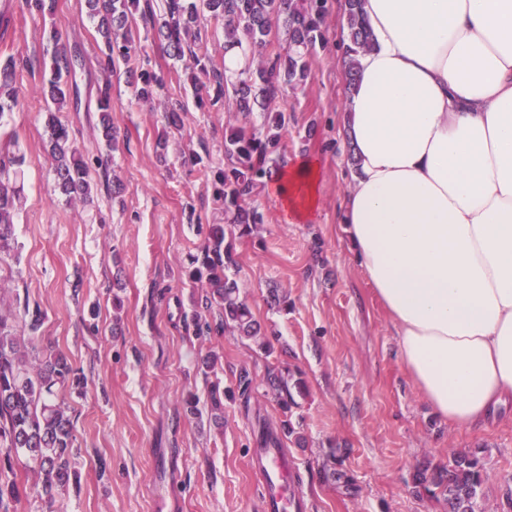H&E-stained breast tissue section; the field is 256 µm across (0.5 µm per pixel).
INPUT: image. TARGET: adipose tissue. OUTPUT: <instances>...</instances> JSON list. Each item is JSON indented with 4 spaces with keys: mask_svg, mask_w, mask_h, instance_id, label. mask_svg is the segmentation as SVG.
I'll list each match as a JSON object with an SVG mask.
<instances>
[{
    "mask_svg": "<svg viewBox=\"0 0 512 512\" xmlns=\"http://www.w3.org/2000/svg\"><path fill=\"white\" fill-rule=\"evenodd\" d=\"M375 46L341 117V222L416 388L452 426L512 404V0H363ZM300 157L268 183L317 205Z\"/></svg>",
    "mask_w": 512,
    "mask_h": 512,
    "instance_id": "obj_1",
    "label": "adipose tissue"
}]
</instances>
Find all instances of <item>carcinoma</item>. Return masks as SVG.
<instances>
[{"label":"carcinoma","mask_w":512,"mask_h":512,"mask_svg":"<svg viewBox=\"0 0 512 512\" xmlns=\"http://www.w3.org/2000/svg\"><path fill=\"white\" fill-rule=\"evenodd\" d=\"M327 0H164L162 22L155 20L151 0H85L88 14L97 20L102 38L101 70L115 73L137 55L133 27L137 20L157 25L169 57L180 60L193 55V88H202L206 97L198 105L231 102L233 111L245 116L255 109L265 112L260 130L248 121L231 124L224 135V154L228 164L216 172L212 182L214 201L224 210V223L208 224L196 253L189 256L185 276L191 287L206 289V301L220 312L218 328H230L238 335L253 338L259 329L238 282L225 273V227L248 234L264 216L251 204L256 190L265 185L272 164L279 158L288 132V116L274 110L282 90L296 89L310 77L307 58L325 40L323 24ZM30 11L54 17L58 0H27ZM224 21V49L239 48L249 57L248 65L236 80L229 82L206 56L193 54L190 38H198L202 15ZM286 35L285 45L274 48L270 36L275 31ZM53 43L50 76L43 88L49 107L46 147L55 161V185L67 200L90 199L93 159L74 146L66 126L57 113L78 110L81 96L76 67L81 54L59 44L56 27L46 31ZM347 90L354 88L359 57L374 46L373 35L361 10V0H346L342 34ZM17 63L9 57L0 63V120L18 103ZM137 96L144 101L158 97L166 81L155 72L143 69L136 82ZM112 84L98 85L96 108L100 132L109 150L116 149V130L112 125ZM20 190L0 179V255L15 249L13 224ZM83 377L61 353L39 356L28 350L16 336L12 318L0 313V463L13 470L12 454H23L38 466L40 495L49 506L69 485L75 442L74 423L58 390L79 387ZM269 386L279 394L281 406L291 410L294 399L288 383L276 374ZM208 411L216 424L224 423V391L212 385ZM487 473L478 451L458 452L448 464L425 463L416 469L417 494L435 499L445 512H477L478 499Z\"/></svg>","instance_id":"cac0c4a2"}]
</instances>
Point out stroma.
I'll return each instance as SVG.
<instances>
[{
	"label": "stroma",
	"instance_id": "1",
	"mask_svg": "<svg viewBox=\"0 0 512 512\" xmlns=\"http://www.w3.org/2000/svg\"><path fill=\"white\" fill-rule=\"evenodd\" d=\"M11 36L0 60L15 57L20 103L0 121L23 157L10 169L23 191L17 204L18 249L0 258V300L15 313L40 309V353L63 352L83 368L82 394L60 399L75 423L78 484L59 500L65 512H260V482L248 465L260 422L291 418L303 444L284 441L308 512H444L413 490L422 462L479 450L488 478L480 512H512V406L476 428L442 421L426 403L398 354L395 329L348 250L340 222L349 188L350 148L340 127L347 95L340 32L345 0H329L327 42L309 59L311 76L283 92L288 114L282 161L299 156L321 167L313 219L291 224L267 192L252 200L265 216L249 236H232L235 278L273 345L230 332H197L193 311L215 324L206 292L183 280L200 241L197 227L221 221L202 168L183 165L196 153L204 166H224L223 105L197 107L188 88L192 61H173L155 31L137 27V65L169 81L163 96L139 100L132 74L112 78L117 151L99 138L94 97L101 80L100 39L84 0H59L54 17L67 45H80L77 74L88 102L61 113L71 142L96 157L90 200L68 201L55 190L45 148L42 93L44 21L15 0ZM180 103L179 126L166 113ZM166 139L167 155L156 152ZM124 191L113 196V182ZM120 309H113V298ZM215 369H206L210 356ZM303 380L291 415L267 387L268 371ZM251 381L242 397L240 376ZM224 387V424L190 413L184 399L207 402L212 382ZM345 471L344 493L332 474Z\"/></svg>",
	"mask_w": 512,
	"mask_h": 512
}]
</instances>
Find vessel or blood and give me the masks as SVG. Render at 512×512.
Masks as SVG:
<instances>
[{
	"label": "vessel or blood",
	"mask_w": 512,
	"mask_h": 512,
	"mask_svg": "<svg viewBox=\"0 0 512 512\" xmlns=\"http://www.w3.org/2000/svg\"><path fill=\"white\" fill-rule=\"evenodd\" d=\"M249 464L261 479L263 512H305L303 496L290 488L292 471L286 449L258 444L250 452Z\"/></svg>",
	"instance_id": "vessel-or-blood-1"
}]
</instances>
